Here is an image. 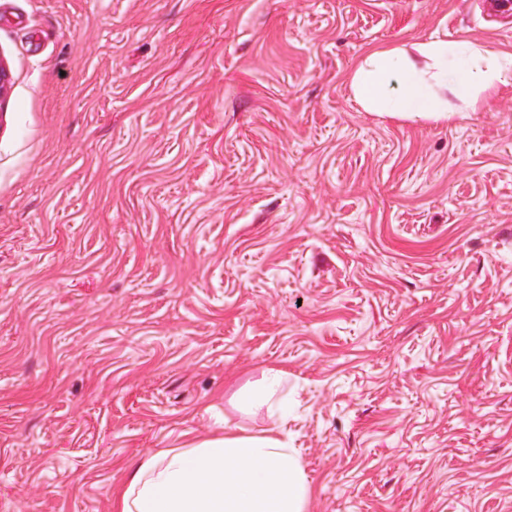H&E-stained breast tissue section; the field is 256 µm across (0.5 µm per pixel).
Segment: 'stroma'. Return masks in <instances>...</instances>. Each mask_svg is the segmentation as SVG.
<instances>
[{
	"mask_svg": "<svg viewBox=\"0 0 512 512\" xmlns=\"http://www.w3.org/2000/svg\"><path fill=\"white\" fill-rule=\"evenodd\" d=\"M491 0H0V512L271 429L307 512H512V80L363 111L374 47L512 55ZM285 376V372L280 368L272 367L266 370L262 378L247 389L249 406L265 409L269 415L284 409L280 389Z\"/></svg>",
	"mask_w": 512,
	"mask_h": 512,
	"instance_id": "obj_1",
	"label": "stroma"
}]
</instances>
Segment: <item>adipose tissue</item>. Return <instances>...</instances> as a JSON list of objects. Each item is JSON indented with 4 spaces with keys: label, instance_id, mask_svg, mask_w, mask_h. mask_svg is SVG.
Returning a JSON list of instances; mask_svg holds the SVG:
<instances>
[{
    "label": "adipose tissue",
    "instance_id": "adipose-tissue-1",
    "mask_svg": "<svg viewBox=\"0 0 512 512\" xmlns=\"http://www.w3.org/2000/svg\"><path fill=\"white\" fill-rule=\"evenodd\" d=\"M419 61L397 47L369 51L349 85L367 112L418 123L448 121L443 87L472 107L512 79V56L476 43L434 39L418 45ZM283 370L272 367L247 389L250 407L281 410ZM310 487L298 454L269 429L228 432L165 452H142L123 483L118 512H307Z\"/></svg>",
    "mask_w": 512,
    "mask_h": 512
}]
</instances>
